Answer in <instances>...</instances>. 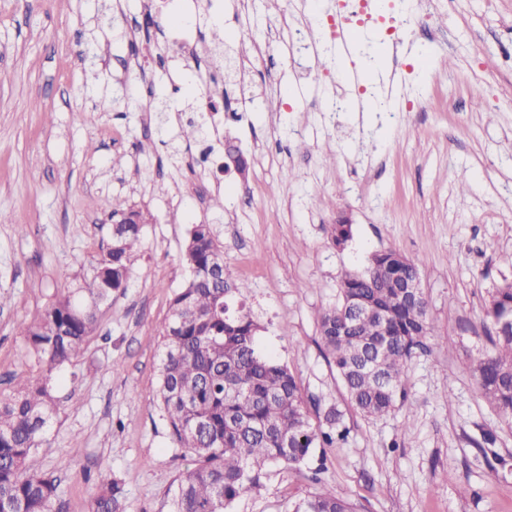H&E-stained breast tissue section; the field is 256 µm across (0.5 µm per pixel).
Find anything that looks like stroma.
<instances>
[{
	"label": "stroma",
	"instance_id": "stroma-1",
	"mask_svg": "<svg viewBox=\"0 0 512 512\" xmlns=\"http://www.w3.org/2000/svg\"><path fill=\"white\" fill-rule=\"evenodd\" d=\"M335 10L336 0H224L215 13L196 0L146 28L140 0H0V396L40 373L18 322L102 257L112 222L99 199L153 216L125 290L51 379L60 411L42 455L62 512H91L110 477L125 512H173L169 489L191 459L158 407V343L195 224L210 225L227 272L247 284L259 350L319 407L344 406L345 394L317 319L372 254L422 258L433 329L408 363L404 401L373 420L346 409L345 441L298 466L265 465L233 512H288L324 489L356 512H512V427L472 373L489 293L512 281V0H446L435 36L413 29L390 46L352 29L343 51L317 29ZM214 19L231 31L217 48ZM292 25L312 39L309 52L289 54ZM186 26L200 32L196 51L171 59L165 46ZM221 53L254 64L225 79L226 102L263 104L221 129L248 160L243 177L223 153L215 173L191 167L195 146L180 137L200 112L191 89ZM345 73L363 94L325 111ZM233 187L250 201L232 202ZM340 214L353 229L342 249L327 232Z\"/></svg>",
	"mask_w": 512,
	"mask_h": 512
}]
</instances>
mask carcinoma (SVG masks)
Returning <instances> with one entry per match:
<instances>
[{
  "instance_id": "obj_1",
  "label": "carcinoma",
  "mask_w": 512,
  "mask_h": 512,
  "mask_svg": "<svg viewBox=\"0 0 512 512\" xmlns=\"http://www.w3.org/2000/svg\"><path fill=\"white\" fill-rule=\"evenodd\" d=\"M149 221L140 210L127 223L112 225L94 275L57 295L37 318L18 323L42 376L0 397V512H53L59 482L39 458L46 428L59 412L50 380L81 356L97 328L100 305L126 287L142 225ZM329 233L342 248L352 238V225L331 224ZM218 252L209 225H193L184 252L189 277L175 293L163 329L160 409L174 446L192 457L172 484L175 512H231L243 493L261 487L265 464L299 465L312 449L347 436L342 410L330 406L314 424L295 376L257 349L259 324L239 303L247 286L223 269L214 272ZM420 264L393 250L374 254L363 272L343 277L338 303L319 316L327 358L350 406L364 418L383 416L406 397L407 363L427 347L431 327L423 289L409 298L400 294L402 280L419 278ZM365 301L379 315L350 318ZM485 316L492 324L490 348L474 358L472 372L483 397L512 425V331L498 327L512 316V282L494 289ZM94 512H123L119 480L101 486ZM290 512L354 510L341 495L321 490Z\"/></svg>"
}]
</instances>
